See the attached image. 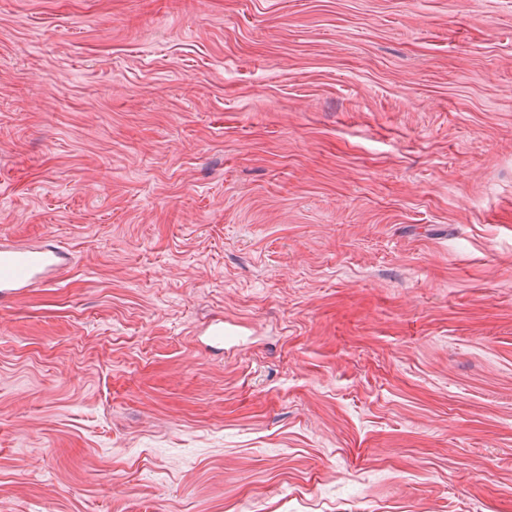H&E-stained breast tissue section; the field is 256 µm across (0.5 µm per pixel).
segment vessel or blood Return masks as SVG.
I'll list each match as a JSON object with an SVG mask.
<instances>
[{"mask_svg":"<svg viewBox=\"0 0 512 512\" xmlns=\"http://www.w3.org/2000/svg\"><path fill=\"white\" fill-rule=\"evenodd\" d=\"M65 252L50 245H25L0 237V303L20 297L26 288L47 280L64 266Z\"/></svg>","mask_w":512,"mask_h":512,"instance_id":"b4317fda","label":"vessel or blood"}]
</instances>
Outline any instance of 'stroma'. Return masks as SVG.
Here are the masks:
<instances>
[{"mask_svg":"<svg viewBox=\"0 0 512 512\" xmlns=\"http://www.w3.org/2000/svg\"><path fill=\"white\" fill-rule=\"evenodd\" d=\"M1 234L0 512H512V0H0ZM65 251L50 245H25L0 237V303L20 297L26 288L47 280L65 265Z\"/></svg>","mask_w":512,"mask_h":512,"instance_id":"obj_1","label":"stroma"}]
</instances>
